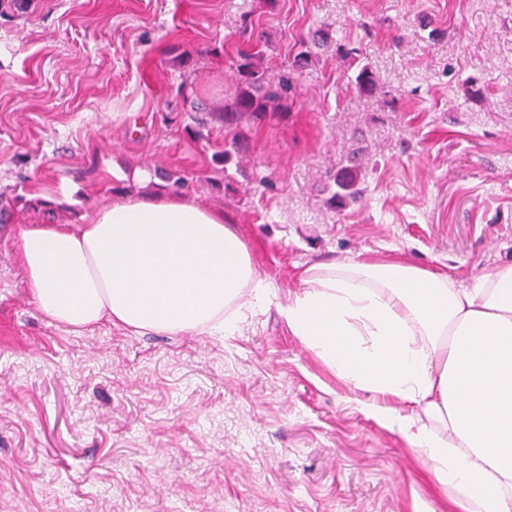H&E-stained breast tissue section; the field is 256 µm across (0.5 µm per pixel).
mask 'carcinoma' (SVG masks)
<instances>
[{
    "label": "carcinoma",
    "instance_id": "cac0c4a2",
    "mask_svg": "<svg viewBox=\"0 0 512 512\" xmlns=\"http://www.w3.org/2000/svg\"><path fill=\"white\" fill-rule=\"evenodd\" d=\"M34 0H0V16H23ZM238 82L231 102L224 104L219 118L224 129L231 135L222 157L229 161L236 149L242 132L252 124H260L270 115L290 111L293 103V81L284 71L270 78L263 68V52L260 42L240 51L236 64Z\"/></svg>",
    "mask_w": 512,
    "mask_h": 512
}]
</instances>
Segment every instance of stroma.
<instances>
[{"label": "stroma", "mask_w": 512, "mask_h": 512, "mask_svg": "<svg viewBox=\"0 0 512 512\" xmlns=\"http://www.w3.org/2000/svg\"><path fill=\"white\" fill-rule=\"evenodd\" d=\"M245 11L295 95L225 163L224 125L199 110L235 94ZM352 166L360 196L330 204ZM137 169L222 210L280 304L318 262L469 284L512 264V0H34L0 17V512H448L365 414L371 394L278 307L224 338L42 315L19 225L78 223Z\"/></svg>", "instance_id": "1"}]
</instances>
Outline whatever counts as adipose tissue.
<instances>
[{
	"instance_id": "ef3b65f1",
	"label": "adipose tissue",
	"mask_w": 512,
	"mask_h": 512,
	"mask_svg": "<svg viewBox=\"0 0 512 512\" xmlns=\"http://www.w3.org/2000/svg\"><path fill=\"white\" fill-rule=\"evenodd\" d=\"M21 261L41 313L168 335L230 336L276 292L223 211L129 192L77 224H24ZM283 315L367 415L447 489L453 512H512V264L463 285L395 260L317 263Z\"/></svg>"
}]
</instances>
